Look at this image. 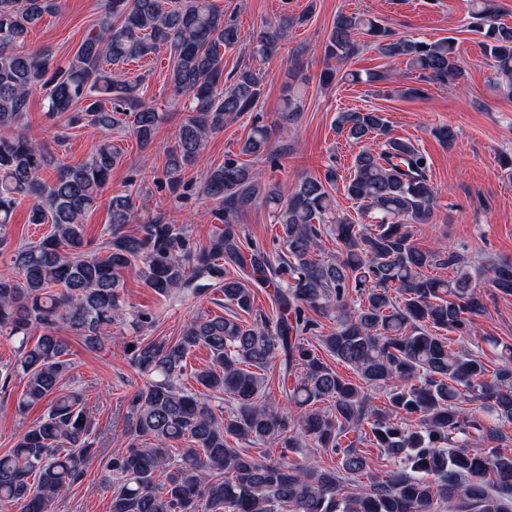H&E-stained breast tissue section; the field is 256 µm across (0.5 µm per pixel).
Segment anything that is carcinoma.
<instances>
[{
  "mask_svg": "<svg viewBox=\"0 0 512 512\" xmlns=\"http://www.w3.org/2000/svg\"><path fill=\"white\" fill-rule=\"evenodd\" d=\"M95 26L67 62L55 64L48 49L17 51L31 25L57 13L61 0H0V228L31 200L29 223L52 224L37 242L12 247L0 235V253L11 267L0 272V336L18 340L19 358L0 374L3 384L21 374L18 410L42 404L44 417L0 454V512H48L49 504L85 475L100 453L90 408L80 390L63 391L69 361L65 327L90 349L104 346V333L121 315L122 273L141 263L144 284L165 296L202 280L224 294L226 316L195 317L175 341L140 337L124 352L147 376L128 400L127 447L111 454L106 468L112 512H512V345L487 337L500 350L494 370L478 354L448 343L463 339L484 312L472 284L471 265L451 246L423 250L411 225L431 222L437 189L426 157L390 136L382 113L342 112L338 125L349 138L383 137V149L364 147L344 183L348 199L378 215L374 225L355 224L336 212L328 186L337 180L300 178L288 195L265 182L235 155L209 169L203 192L222 205L224 228L208 245L193 247L184 229L156 219L142 234L122 231L134 208L127 195L110 202V238L102 247L85 239L83 217L118 163L112 144L89 158L65 163L51 147L26 132L30 95L39 90L46 114L62 116L64 128L123 126L148 144L165 119L146 103L138 83L112 74L145 56L170 53L171 91L189 102L190 117L167 151L164 177L172 189L195 166L208 137L224 121L254 109L262 94L260 74L240 70L224 85V50L236 45L238 29L214 0H101ZM488 22L486 52L494 61L496 86L512 98V27L497 22V0H477ZM304 17L285 15L264 25L253 41L266 59L288 40ZM368 36L387 58L406 61L419 75L446 83L462 78L453 41L396 38L355 13L336 15L324 56L338 62ZM290 74L286 111H301ZM272 129L255 123L239 154H269ZM54 171L52 180L43 178ZM262 200L273 206L287 257L278 261L241 237L236 218ZM340 251L324 259L323 231ZM247 272L261 288H274L276 314L252 322L235 310L252 309L254 291L224 264ZM448 269L452 277L428 270ZM492 287L512 295V262L487 269ZM334 327L318 334V318ZM43 333L30 341L32 327ZM204 347L209 365L181 376L192 349ZM325 351L353 368L359 380L341 377L322 361ZM278 368L285 403L265 394V372ZM385 393L376 406L372 393ZM229 398L231 409L213 406ZM477 402L483 415L469 412ZM241 447H233L228 439ZM184 447L172 452L174 442ZM328 452L333 470L289 459L306 443ZM475 442L485 448L470 451ZM371 444L395 463L383 479L367 471L356 448ZM249 445H268L261 456Z\"/></svg>",
  "mask_w": 512,
  "mask_h": 512,
  "instance_id": "carcinoma-1",
  "label": "carcinoma"
}]
</instances>
